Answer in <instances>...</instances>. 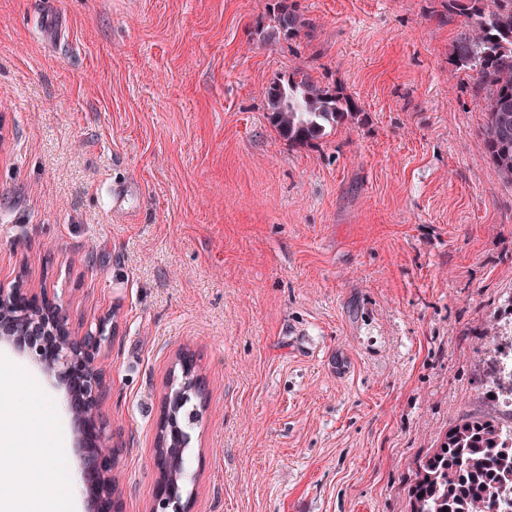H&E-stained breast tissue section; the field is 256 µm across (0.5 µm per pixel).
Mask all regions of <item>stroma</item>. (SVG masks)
I'll return each instance as SVG.
<instances>
[{
    "mask_svg": "<svg viewBox=\"0 0 512 512\" xmlns=\"http://www.w3.org/2000/svg\"><path fill=\"white\" fill-rule=\"evenodd\" d=\"M0 0V289L73 337L111 317L100 413L123 512H148L176 355L206 389L193 512H411L416 464L512 349V188L453 74L439 0ZM297 67L358 115L299 147L265 93ZM125 186L120 212L107 190ZM51 436L80 474L65 394ZM273 25L268 30L261 31L259 39L262 41L279 40L283 35L285 38L296 37L306 26V22L301 15L293 8L288 6V0H277L273 9Z\"/></svg>",
    "mask_w": 512,
    "mask_h": 512,
    "instance_id": "35a3bbf8",
    "label": "stroma"
}]
</instances>
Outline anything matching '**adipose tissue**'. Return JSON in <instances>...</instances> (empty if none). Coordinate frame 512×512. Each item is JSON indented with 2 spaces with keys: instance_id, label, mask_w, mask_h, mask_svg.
Masks as SVG:
<instances>
[{
  "instance_id": "adipose-tissue-1",
  "label": "adipose tissue",
  "mask_w": 512,
  "mask_h": 512,
  "mask_svg": "<svg viewBox=\"0 0 512 512\" xmlns=\"http://www.w3.org/2000/svg\"><path fill=\"white\" fill-rule=\"evenodd\" d=\"M26 379L12 358H0V422L9 423L10 442L20 459L11 471L15 492L8 512H76L62 451L48 442L52 400L39 390L22 403L10 399Z\"/></svg>"
}]
</instances>
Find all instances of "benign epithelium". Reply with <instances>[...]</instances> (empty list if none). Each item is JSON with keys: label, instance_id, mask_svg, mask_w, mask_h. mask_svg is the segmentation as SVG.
Segmentation results:
<instances>
[{"label": "benign epithelium", "instance_id": "1", "mask_svg": "<svg viewBox=\"0 0 512 512\" xmlns=\"http://www.w3.org/2000/svg\"><path fill=\"white\" fill-rule=\"evenodd\" d=\"M19 288L0 291V342L25 352L26 358L54 377L66 394V407L74 420V436L86 458L82 470L83 488L93 501L94 512H120L113 491L115 460L110 436L100 419L106 385L100 367V351L112 338V322L99 320L80 339L71 336L62 309L52 303L37 310L22 308L16 298ZM194 491L188 482L180 494L159 490L149 512H191Z\"/></svg>", "mask_w": 512, "mask_h": 512}]
</instances>
